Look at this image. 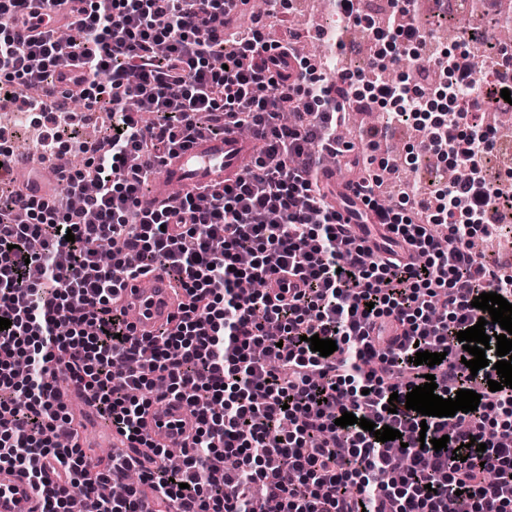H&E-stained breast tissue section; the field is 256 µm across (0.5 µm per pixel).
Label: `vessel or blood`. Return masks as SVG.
Masks as SVG:
<instances>
[{"label": "vessel or blood", "mask_w": 512, "mask_h": 512, "mask_svg": "<svg viewBox=\"0 0 512 512\" xmlns=\"http://www.w3.org/2000/svg\"><path fill=\"white\" fill-rule=\"evenodd\" d=\"M261 142L258 135L244 138L234 132L196 139L159 165L151 192L141 198L140 208H152L176 184L191 189L234 179ZM20 173L25 176L23 200H55L58 191L55 166L35 165L30 155L22 154L16 156L9 169H0V179ZM115 299L130 317L132 336L145 342L155 337L158 329L176 314L179 303L168 276L159 270L127 280ZM197 423L192 407L177 399H167L152 404L145 420V432L165 448H182L194 434ZM0 512H41V499L35 489L23 475L7 468L0 469Z\"/></svg>", "instance_id": "obj_1"}]
</instances>
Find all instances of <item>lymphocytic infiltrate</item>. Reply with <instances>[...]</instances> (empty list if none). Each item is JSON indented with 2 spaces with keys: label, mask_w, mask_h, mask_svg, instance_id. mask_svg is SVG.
<instances>
[{
  "label": "lymphocytic infiltrate",
  "mask_w": 512,
  "mask_h": 512,
  "mask_svg": "<svg viewBox=\"0 0 512 512\" xmlns=\"http://www.w3.org/2000/svg\"><path fill=\"white\" fill-rule=\"evenodd\" d=\"M235 2L79 0L70 27L80 38L65 48L53 17L30 12L28 0H0V80L41 86L35 109L62 78L79 86L84 109L109 119L95 148L72 144L90 170L65 173L56 205L0 189V317L11 322L0 331V469L26 476L41 512H64L76 495L92 512H142L136 489L100 491L131 470L157 504L179 512H253L257 484L265 512H454L462 493L469 512H512V389H489L495 349L474 374L457 339L483 315L475 297L512 303V269L471 251L474 239L499 234L494 214L512 205V183L487 174L495 133L483 121L512 106L500 95L512 78L477 86L470 51H437L401 21L416 0H391L386 22L367 27L390 53L366 71L327 76L303 61L292 82L276 66L296 58L294 43L238 29ZM403 63L455 88L436 122L425 116L427 85L378 80ZM364 80L369 105L393 104L390 124L412 126L423 155L448 154L467 176L426 192L410 186L393 204L379 201L376 179H359L365 211L354 237L342 211L316 196L314 177L335 150L342 103ZM296 102V122L282 125L280 112ZM243 126L270 136L232 183L139 210L152 175L144 160ZM103 245L111 264L99 258ZM150 268L186 301L145 345L112 296ZM276 275L301 286L271 291ZM313 335L335 340L336 351H311ZM420 351L445 358L417 366ZM429 374L439 396L479 394L476 411L425 418L407 409V392ZM63 380L141 445L153 401L192 405L198 427L183 465L86 456ZM345 412L399 430L403 447L358 423L336 426ZM442 437L446 448L434 450Z\"/></svg>",
  "instance_id": "f902f5d3"
}]
</instances>
